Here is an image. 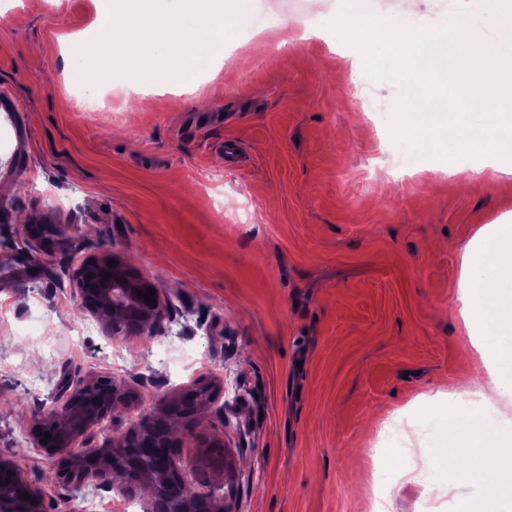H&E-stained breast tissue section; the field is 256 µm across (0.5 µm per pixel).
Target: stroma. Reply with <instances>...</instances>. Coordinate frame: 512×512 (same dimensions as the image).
<instances>
[{
  "instance_id": "stroma-1",
  "label": "stroma",
  "mask_w": 512,
  "mask_h": 512,
  "mask_svg": "<svg viewBox=\"0 0 512 512\" xmlns=\"http://www.w3.org/2000/svg\"><path fill=\"white\" fill-rule=\"evenodd\" d=\"M99 2L0 0V90L29 124L6 144L23 173L0 178L14 210L0 215V454L48 512H81L84 485L59 484L60 461L33 438L63 383L107 376L129 394L88 436L97 448L220 379L223 394L175 423L181 473L234 512H373L383 420L416 406L436 419L462 400L466 428L390 459L387 512H512L479 469L448 474L451 449L489 464L512 448V393L479 399L512 379V334L477 353L512 312L469 330L457 300L461 250L512 215V172L482 158L451 178L420 160L388 176L384 131L350 82L354 50L323 27L339 0H252L274 18L262 51L243 31L193 80L92 89L68 50L94 33ZM455 3L370 0L428 23ZM228 138L242 146L234 166ZM104 250L171 300L159 326L113 341L80 311L74 271Z\"/></svg>"
}]
</instances>
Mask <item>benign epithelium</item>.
Masks as SVG:
<instances>
[{
	"instance_id": "obj_1",
	"label": "benign epithelium",
	"mask_w": 512,
	"mask_h": 512,
	"mask_svg": "<svg viewBox=\"0 0 512 512\" xmlns=\"http://www.w3.org/2000/svg\"><path fill=\"white\" fill-rule=\"evenodd\" d=\"M92 260L95 261L93 265L90 264ZM111 260L116 262V266L112 267L110 277H87L93 267H106ZM75 279L81 306L98 320L103 333L115 341L127 338L132 333H144L145 326L164 316V299L161 294H156L154 304L138 297L137 292H148L152 284L132 272L119 256L108 251L84 260L75 271ZM91 298L98 299L101 308L91 306L88 303ZM223 390L224 385L219 383L205 385L203 392L196 389L191 391L185 396L190 406L183 410L181 417H192ZM127 398L128 394L112 379L84 382L70 393L60 395L38 418V439L50 435L49 440L38 444V447L46 454L62 460L64 473L60 477L64 482L94 483L107 488L111 485L115 470L132 471L129 465L122 462L123 443L114 447L108 442L82 454L75 453V448L79 447L86 435L111 416L118 403ZM10 471L14 476H8ZM144 484L154 491L162 485L166 486L174 503L173 512H197V501L181 493L175 462H170L164 473L151 470L139 472L138 477L131 480L124 491L132 494ZM25 492L29 493L31 500H24ZM0 512H45L41 490L12 459L5 456H0Z\"/></svg>"
}]
</instances>
